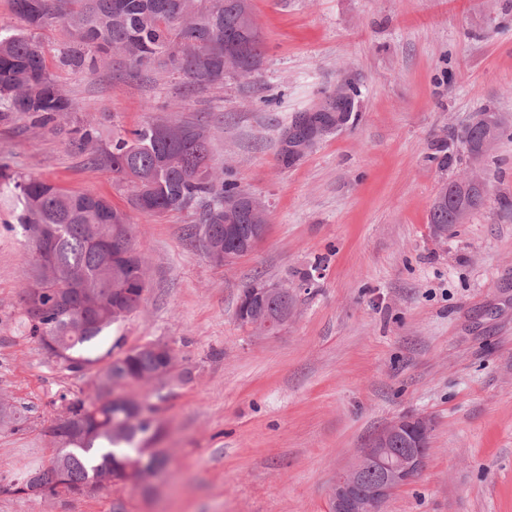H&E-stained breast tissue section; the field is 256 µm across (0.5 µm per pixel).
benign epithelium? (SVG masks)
<instances>
[{
	"label": "benign epithelium",
	"mask_w": 512,
	"mask_h": 512,
	"mask_svg": "<svg viewBox=\"0 0 512 512\" xmlns=\"http://www.w3.org/2000/svg\"><path fill=\"white\" fill-rule=\"evenodd\" d=\"M336 99L346 102V107L336 113L334 125L326 126L316 122L310 112L304 115L310 125V132L290 162L300 160L331 132L348 123L352 98L347 89H337ZM285 324L286 321L269 315L256 316L248 322L249 327L265 335L277 333ZM119 402L126 407L121 418L123 424L149 429L155 413L153 405L132 398H121ZM404 430L414 433L411 448L397 452L387 447L388 438ZM429 431L430 425L426 418L413 416L400 417L381 430L368 447L361 451L356 461L336 475L331 494V512H384L395 489L413 481L423 471L429 450ZM373 465L378 468L379 477L374 483L365 484L360 475Z\"/></svg>",
	"instance_id": "7a95c632"
}]
</instances>
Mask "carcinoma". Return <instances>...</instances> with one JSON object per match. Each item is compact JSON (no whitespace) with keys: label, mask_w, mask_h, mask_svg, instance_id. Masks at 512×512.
<instances>
[{"label":"carcinoma","mask_w":512,"mask_h":512,"mask_svg":"<svg viewBox=\"0 0 512 512\" xmlns=\"http://www.w3.org/2000/svg\"><path fill=\"white\" fill-rule=\"evenodd\" d=\"M13 6L26 31L0 28V113L23 112L35 126L45 127L75 111L32 36L56 23L70 30L69 40L57 50L56 66L86 75L96 74L119 53L133 69H163L194 89L224 80L226 55L234 57L233 73L242 78L253 77L262 60L263 38L252 0H13ZM71 134L72 145L80 150L98 142L88 123H74ZM483 137L484 130L474 123L460 131L468 161H486ZM95 155L99 168L131 191L137 209L155 214L199 210L200 222L187 229L188 236L205 229L207 253L217 248L223 252L218 265L235 257L252 237L253 225L266 223L264 215L252 220L240 210L224 211V202L243 189L228 169L213 163L207 125L201 120H150L129 133H116L106 146L95 148ZM0 197L16 204V221L25 236L32 227L41 228V238L31 243L49 248L54 259L53 275L33 278L25 290L30 336L68 371H92L101 362L92 354L94 347L105 330L120 322L111 308L137 311L148 288L146 264L131 245L127 215L103 197L18 174L6 163L0 164ZM487 197L485 186L461 179L443 182L429 212L434 233L441 236L464 223ZM61 288L77 295L95 291L103 305L85 318L74 315L55 300ZM292 304L287 291L262 301L249 286L239 296L235 316L243 326L248 317L286 313ZM169 360L168 352L147 342L129 349L125 360L107 362L92 385L110 392L122 381L149 380ZM59 400L69 401L82 428L77 431L59 418L49 428L51 463L60 467L61 484L47 483L42 494H76L105 468L123 481L129 479L145 448L138 431L115 424L124 408L98 397L69 400L62 394ZM24 420V411L0 404V422Z\"/></svg>","instance_id":"1"}]
</instances>
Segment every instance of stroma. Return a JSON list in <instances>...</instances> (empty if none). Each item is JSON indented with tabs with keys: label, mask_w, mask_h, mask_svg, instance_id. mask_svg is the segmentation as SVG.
<instances>
[{
	"label": "stroma",
	"mask_w": 512,
	"mask_h": 512,
	"mask_svg": "<svg viewBox=\"0 0 512 512\" xmlns=\"http://www.w3.org/2000/svg\"><path fill=\"white\" fill-rule=\"evenodd\" d=\"M263 61L253 79L188 91L165 73H128L120 55L94 77L58 69L65 24L41 31L48 67L103 139L150 117L207 116L215 163L268 208L254 251L224 265L186 230L195 210L146 213L73 146L68 120L0 116L13 171L97 194L127 214L149 288L102 349L166 343L178 376L121 388L157 408L150 445L171 479L93 496H27L12 479L45 469L60 395L91 375L49 359L28 334L33 247L0 202V401L27 407L0 426V512H330L339 472L402 416L432 425L423 473L387 512H512V125L481 173L489 198L436 237L441 182L466 172L457 139L480 108L512 121V0H253ZM353 117L293 167L277 161L292 115L337 83ZM454 155L443 166L444 155ZM288 288L274 335L235 319L242 290Z\"/></svg>",
	"instance_id": "1"
}]
</instances>
